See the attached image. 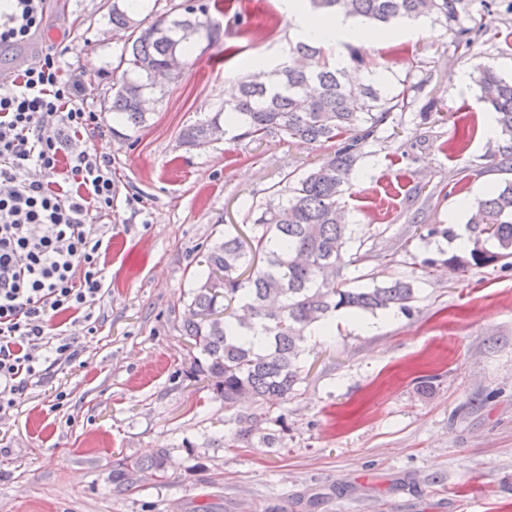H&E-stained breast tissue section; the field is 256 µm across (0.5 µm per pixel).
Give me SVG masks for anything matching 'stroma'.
Here are the masks:
<instances>
[{
	"label": "stroma",
	"instance_id": "obj_1",
	"mask_svg": "<svg viewBox=\"0 0 512 512\" xmlns=\"http://www.w3.org/2000/svg\"><path fill=\"white\" fill-rule=\"evenodd\" d=\"M499 2L461 0V24L484 23L469 54L428 19L399 22V34L364 49L383 85L419 91L359 163L346 211L364 246L347 276L356 286L373 275L416 279L410 311H341L330 333L313 328L301 381L272 410L286 422L281 447L211 448L226 421L257 406L225 408L189 376L181 325L206 248L232 229L250 236L251 205L335 146L272 134L189 148L180 133L223 111L254 61L275 67L298 35L282 0H227L221 42L194 45L132 128L111 110L127 38L112 28V0H51L45 30L65 38V73L103 130L87 146L112 155V247L97 333L64 326L77 363L44 353L43 381L0 414V512H512V266L423 267L453 247L418 232L440 224L466 236V204L505 177L489 162L494 114L479 86L452 80L477 62L512 78V13ZM456 178L461 194L444 195ZM59 389L67 399L56 409ZM160 448L175 462L167 480L115 487L118 459Z\"/></svg>",
	"mask_w": 512,
	"mask_h": 512
}]
</instances>
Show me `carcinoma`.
Here are the masks:
<instances>
[{
  "instance_id": "1",
  "label": "carcinoma",
  "mask_w": 512,
  "mask_h": 512,
  "mask_svg": "<svg viewBox=\"0 0 512 512\" xmlns=\"http://www.w3.org/2000/svg\"><path fill=\"white\" fill-rule=\"evenodd\" d=\"M322 16L340 14L352 20L379 23L387 29L404 19L432 18L455 35L456 47L469 51L473 25L459 22L460 0H308ZM112 26L129 32L127 56L112 81V111L138 128L146 121L144 92L154 88L160 74H181L176 63L188 65L190 49L202 41L220 42L221 23L207 0L188 4L176 15L160 16L150 23L136 21L131 8L112 2ZM366 66L353 47L343 65L330 62L323 48L310 38L290 48L288 61L270 71L244 77L239 95L224 102V113L184 129L183 144L200 146L213 141L222 125L243 129L241 139L260 141L275 134L303 143H336L334 153L307 174H286L254 206L259 216L251 236L243 239L224 233L206 255V279L191 292L195 318L182 331L198 354L193 356L190 377L212 382L214 397L224 406L239 396L251 397L259 411L232 420L227 434L209 440L213 448L228 442L266 448L281 444V437L267 428L284 418L269 417L277 402L288 398L301 380V356L307 330L318 325L330 329L339 311L376 315L398 309L406 312L416 294V280L405 277L372 279V285L352 287L348 267L359 261L347 244L352 230L342 220V200L365 148L395 112L409 110L417 87L400 83L391 91L373 85L353 84L350 68ZM473 77L484 101L496 114L499 161L512 159V79L499 75L488 63L474 66ZM471 228L461 243V253L440 261L466 271L512 258V179L474 200ZM439 261L425 259L435 267ZM224 275L223 292L205 284ZM168 449L150 458L125 457L112 469V482L123 485L138 474L167 476L172 468Z\"/></svg>"
}]
</instances>
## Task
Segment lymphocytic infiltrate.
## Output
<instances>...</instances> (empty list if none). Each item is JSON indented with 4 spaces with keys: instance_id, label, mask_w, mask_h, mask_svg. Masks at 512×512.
I'll list each match as a JSON object with an SVG mask.
<instances>
[{
    "instance_id": "obj_1",
    "label": "lymphocytic infiltrate",
    "mask_w": 512,
    "mask_h": 512,
    "mask_svg": "<svg viewBox=\"0 0 512 512\" xmlns=\"http://www.w3.org/2000/svg\"><path fill=\"white\" fill-rule=\"evenodd\" d=\"M8 2L0 50L32 41L47 12L48 0ZM102 134L54 50L0 81L1 413L42 379L43 349L77 361L74 341L53 328L56 318L77 316L87 334L97 330L116 183L111 155L86 142Z\"/></svg>"
}]
</instances>
